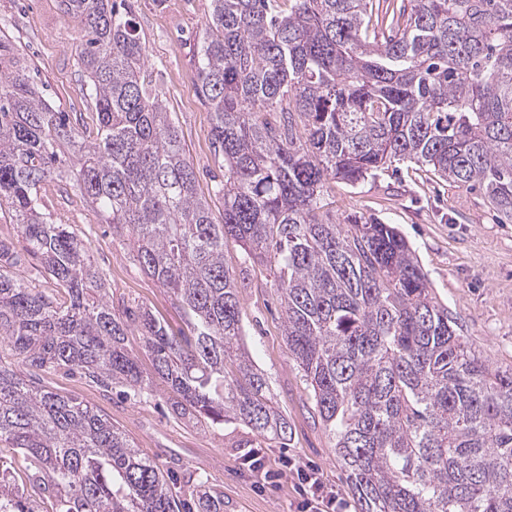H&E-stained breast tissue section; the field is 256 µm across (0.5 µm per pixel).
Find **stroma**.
<instances>
[{"label":"stroma","mask_w":512,"mask_h":512,"mask_svg":"<svg viewBox=\"0 0 512 512\" xmlns=\"http://www.w3.org/2000/svg\"><path fill=\"white\" fill-rule=\"evenodd\" d=\"M126 2L146 44L152 76L195 169L198 192L208 201L214 222H222L224 202L215 189L224 174L223 159L212 145V116L196 93L193 63L210 0ZM0 30L30 61L45 99L57 110L93 111L85 74L72 49L77 28L63 14L59 0H0ZM41 195L54 222L70 225L89 239L90 255L106 276L115 309L144 308L170 332L188 330L190 314L140 268L128 241L113 235L111 225L99 223L79 191L71 187L63 192L51 182ZM326 198L338 221L372 215L395 226L463 336L492 366L512 368V223H501L481 192L452 186L433 172L400 163L354 185L330 181ZM224 263L238 281L248 349L292 427L287 447L273 443L259 449L263 470L244 464L245 451L237 446L241 428L228 424L206 430L174 419L165 395L146 402L107 396L63 371L50 376L51 386L93 407L161 467L201 476L221 489L224 512H296L303 498L296 476L286 467L291 460L315 470L326 490L348 497L347 473L328 433L313 417L310 391L288 357L269 266L246 260L234 244L225 247Z\"/></svg>","instance_id":"35a3bbf8"}]
</instances>
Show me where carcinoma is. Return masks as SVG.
Returning <instances> with one entry per match:
<instances>
[{
    "instance_id": "1",
    "label": "carcinoma",
    "mask_w": 512,
    "mask_h": 512,
    "mask_svg": "<svg viewBox=\"0 0 512 512\" xmlns=\"http://www.w3.org/2000/svg\"><path fill=\"white\" fill-rule=\"evenodd\" d=\"M81 38L92 126L56 112L0 35V210L56 287L12 269L0 239V512H224L193 475L176 483L93 408L45 377L109 393L168 392L177 419L248 429L241 448L286 446L291 427L242 336L224 246L269 263L289 358L311 388L359 512H512V370L487 363L438 304L405 237L325 211L331 179L396 161L478 189L512 221V0H211L197 91L224 159L223 222L116 0H60ZM77 188L126 232L143 271L194 315L174 336L120 315L89 247L46 213L41 185ZM143 336L152 376L125 336Z\"/></svg>"
}]
</instances>
